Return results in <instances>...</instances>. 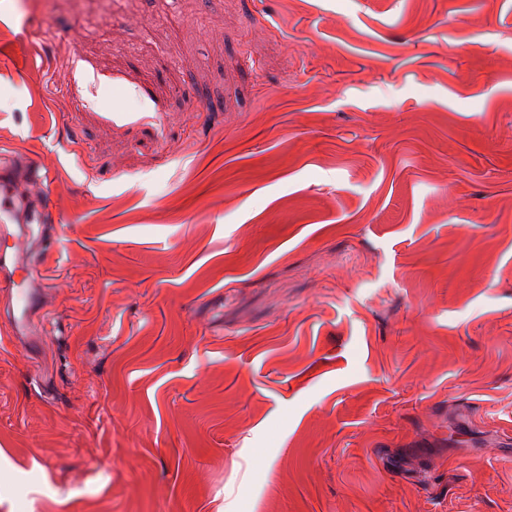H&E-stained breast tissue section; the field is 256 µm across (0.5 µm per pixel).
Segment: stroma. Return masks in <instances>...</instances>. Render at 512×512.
<instances>
[{"label":"stroma","instance_id":"1","mask_svg":"<svg viewBox=\"0 0 512 512\" xmlns=\"http://www.w3.org/2000/svg\"><path fill=\"white\" fill-rule=\"evenodd\" d=\"M0 152V512H512V0H0ZM39 213L20 201L14 190V173L2 161L0 170V288L13 304L10 315L11 335L24 339L31 334V316L39 308L44 311L42 290L26 279H17V272L24 271L26 255L21 242L28 237V224H41Z\"/></svg>","mask_w":512,"mask_h":512}]
</instances>
